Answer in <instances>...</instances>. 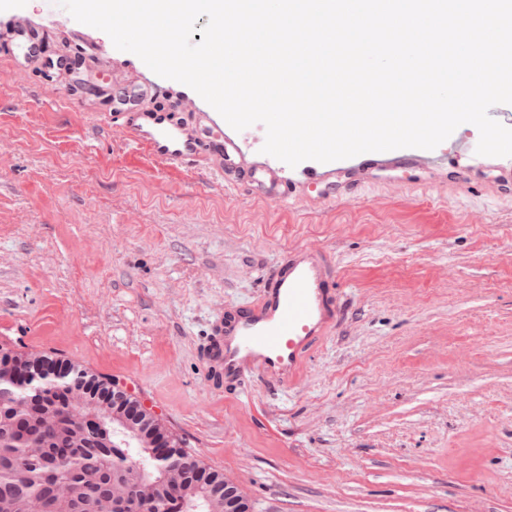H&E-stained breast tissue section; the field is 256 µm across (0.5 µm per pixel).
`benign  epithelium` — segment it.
<instances>
[{
  "instance_id": "benign-epithelium-1",
  "label": "benign epithelium",
  "mask_w": 512,
  "mask_h": 512,
  "mask_svg": "<svg viewBox=\"0 0 512 512\" xmlns=\"http://www.w3.org/2000/svg\"><path fill=\"white\" fill-rule=\"evenodd\" d=\"M26 376L16 362L0 357V413L11 426L0 431L4 439L19 441L33 457H43L48 449L64 443L80 452L102 447V420L112 422V430L130 438L137 448H154L159 454L162 476L149 481L138 476L131 466L116 462L112 474V493L87 502L84 486L59 481L51 496L62 512H112L118 500L132 503L136 512H167L172 498L185 499L200 490L192 480L172 438L158 419L132 398L122 387L89 388L69 365L47 364L43 355H23ZM35 379L29 392L14 393L23 379ZM0 512H44L42 496L26 499L22 507L7 498L0 499ZM207 512H251L239 486L230 478L211 483Z\"/></svg>"
}]
</instances>
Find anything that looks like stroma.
I'll return each mask as SVG.
<instances>
[{
  "label": "stroma",
  "mask_w": 512,
  "mask_h": 512,
  "mask_svg": "<svg viewBox=\"0 0 512 512\" xmlns=\"http://www.w3.org/2000/svg\"><path fill=\"white\" fill-rule=\"evenodd\" d=\"M108 92L0 64V345L122 387L253 512H512V194L399 169L275 201L154 164L108 123L142 60L87 26ZM342 317L293 389L211 391L203 340L286 250Z\"/></svg>",
  "instance_id": "obj_1"
}]
</instances>
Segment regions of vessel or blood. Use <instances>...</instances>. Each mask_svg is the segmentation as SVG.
I'll use <instances>...</instances> for the list:
<instances>
[{
	"mask_svg": "<svg viewBox=\"0 0 512 512\" xmlns=\"http://www.w3.org/2000/svg\"><path fill=\"white\" fill-rule=\"evenodd\" d=\"M50 35L46 25L1 31L0 57L14 64L35 63L63 76L70 70V56L65 50L45 56ZM108 117L123 129L129 143L153 160L200 166L223 176V136L190 127L157 97L136 104L115 101ZM454 156L476 165L481 162L473 141L462 137L450 157L428 152L415 159L390 150L364 153L343 160L342 165L353 173L401 168L430 172L448 167ZM340 315L336 277L327 259L304 247L289 250L265 276L253 301L226 305L223 314L211 321L204 346L207 386L220 391L253 376L277 387L297 385L317 344L333 333Z\"/></svg>",
	"mask_w": 512,
	"mask_h": 512,
	"instance_id": "vessel-or-blood-1",
	"label": "vessel or blood"
}]
</instances>
